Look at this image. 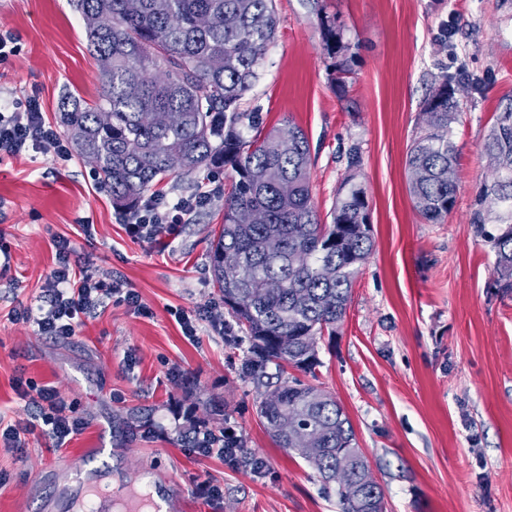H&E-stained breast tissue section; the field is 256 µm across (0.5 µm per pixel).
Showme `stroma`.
Wrapping results in <instances>:
<instances>
[{
	"label": "stroma",
	"instance_id": "1",
	"mask_svg": "<svg viewBox=\"0 0 512 512\" xmlns=\"http://www.w3.org/2000/svg\"><path fill=\"white\" fill-rule=\"evenodd\" d=\"M319 6L275 0L277 36L244 99L264 127L290 122L306 133L320 217L351 173L369 201L374 248L335 335L317 339L312 383L349 417L385 512H512V293L494 287L495 254L469 222L479 188L492 179L486 136L512 100V0ZM322 14L355 53L342 89L323 50ZM1 30L16 35L18 50L0 63V106L37 96L56 126L64 93L97 99L98 64L71 0H0ZM462 70L456 203L444 223L429 224L408 192L406 153L434 83ZM233 177L221 167L163 179L157 189L168 200L202 191L211 198L174 235L143 241L127 234L122 210L81 157L64 161L50 149L0 155V250L10 255L0 259V422L34 415L14 388L21 374L55 386L86 423L56 452L40 438L21 457L0 446V512H69L84 472L116 470L126 489L143 479L157 485L164 512H339L317 470L264 429L259 390L240 373L248 346L230 344L219 329L229 314L209 251ZM61 237L88 275L123 280L148 314L109 301L67 340L14 320L19 305H40ZM205 307L213 320L187 340L179 314ZM190 416L234 431L264 468L199 456L181 439ZM205 478L221 487L219 500L198 495Z\"/></svg>",
	"mask_w": 512,
	"mask_h": 512
}]
</instances>
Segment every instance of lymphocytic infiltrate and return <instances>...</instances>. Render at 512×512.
<instances>
[{"mask_svg": "<svg viewBox=\"0 0 512 512\" xmlns=\"http://www.w3.org/2000/svg\"><path fill=\"white\" fill-rule=\"evenodd\" d=\"M44 147L53 148L60 159L71 156L68 142L46 121L38 98H27L16 111L0 113L1 154L16 156ZM209 198L206 191L173 202L149 198L127 219L126 230L130 236L147 241L156 240L163 234H175L185 216L203 208ZM74 254L75 249L68 239H58L57 263L47 278L43 304L35 308L22 305L14 312L15 320L33 324L38 335L50 339L74 336L83 317L110 298L138 310L143 307L139 295L125 288L120 279H113L107 286L78 275ZM15 390L21 400L35 407L36 412L32 420L0 426V443L5 447L23 451L29 435L36 433L48 440L53 448L60 449L84 430L83 418L54 386L41 385L19 375L15 378Z\"/></svg>", "mask_w": 512, "mask_h": 512, "instance_id": "lymphocytic-infiltrate-1", "label": "lymphocytic infiltrate"}]
</instances>
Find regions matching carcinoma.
I'll return each instance as SVG.
<instances>
[{"label":"carcinoma","instance_id":"1","mask_svg":"<svg viewBox=\"0 0 512 512\" xmlns=\"http://www.w3.org/2000/svg\"><path fill=\"white\" fill-rule=\"evenodd\" d=\"M95 59L112 58L99 73L101 90L89 104L72 95L61 102V124L79 156L100 158L98 182L112 203L135 211L145 193L173 174L167 159H183L181 175L230 167L235 173L224 197V224L211 247V271L224 305L249 343L242 373L265 387L258 415L282 448L301 458L317 448L323 482L344 448L356 447L353 426L329 394L294 378L272 384L268 367L283 373L289 365L315 375L321 365L313 345L336 334L346 315L353 281L373 248L366 191L349 174L338 189L330 221L321 222L310 188V146L304 131L291 123L260 129L255 112L241 102L259 77L274 41L279 17L274 0H74ZM112 15V29L96 24ZM325 49L336 59L337 86L351 74L350 44L334 21L320 17ZM224 58L213 71L205 62ZM456 89L448 77L422 107L423 126L407 152L408 190L425 222L441 224L454 207L459 149L453 140L457 120ZM111 113L102 126L97 115ZM177 111L175 127H154L148 113ZM288 151H279L283 130ZM484 150L496 173L482 186L470 216L478 236L495 253L494 284L512 290V102L497 114ZM493 201L503 210L501 228L486 229ZM277 236L278 254L264 249ZM328 267L332 275L325 276ZM288 336V348L278 338ZM303 442L294 443L277 421L297 406Z\"/></svg>","mask_w":512,"mask_h":512}]
</instances>
